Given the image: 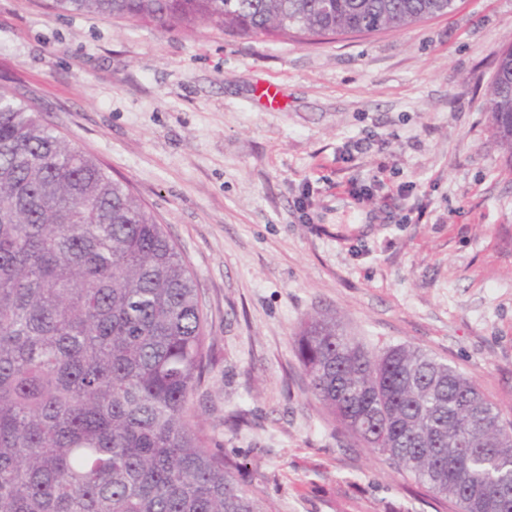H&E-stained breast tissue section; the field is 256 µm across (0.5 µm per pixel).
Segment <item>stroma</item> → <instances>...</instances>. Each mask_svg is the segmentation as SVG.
Instances as JSON below:
<instances>
[{"instance_id":"35a3bbf8","label":"stroma","mask_w":512,"mask_h":512,"mask_svg":"<svg viewBox=\"0 0 512 512\" xmlns=\"http://www.w3.org/2000/svg\"><path fill=\"white\" fill-rule=\"evenodd\" d=\"M511 45L512 0L308 43L0 0V85L126 184L192 270L217 352L195 420L268 512L435 510L309 393L310 317L425 350L512 422V168L487 109Z\"/></svg>"}]
</instances>
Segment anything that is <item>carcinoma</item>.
I'll return each instance as SVG.
<instances>
[{
	"label": "carcinoma",
	"instance_id": "1",
	"mask_svg": "<svg viewBox=\"0 0 512 512\" xmlns=\"http://www.w3.org/2000/svg\"><path fill=\"white\" fill-rule=\"evenodd\" d=\"M455 0H47L53 14L299 38L401 29ZM489 110L512 167V48ZM298 353L348 432L458 512H512V423L455 367L372 354L333 318ZM214 362L195 277L143 203L0 86V512H267L192 421Z\"/></svg>",
	"mask_w": 512,
	"mask_h": 512
}]
</instances>
